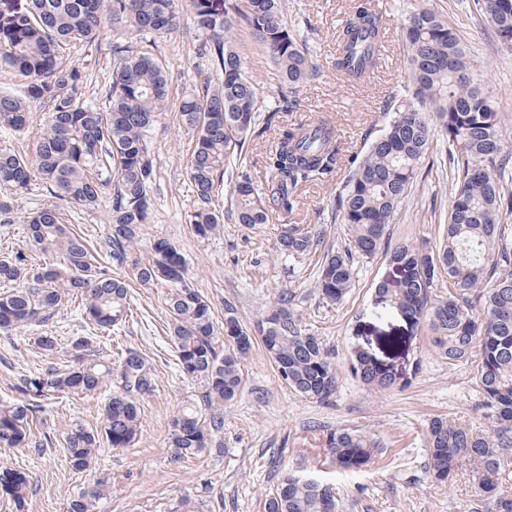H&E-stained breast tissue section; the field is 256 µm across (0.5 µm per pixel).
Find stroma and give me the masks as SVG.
<instances>
[{"instance_id":"stroma-1","label":"stroma","mask_w":512,"mask_h":512,"mask_svg":"<svg viewBox=\"0 0 512 512\" xmlns=\"http://www.w3.org/2000/svg\"><path fill=\"white\" fill-rule=\"evenodd\" d=\"M379 2L388 30L385 61L364 84L354 86L333 66L337 31L354 0H288V23L308 49L318 75L297 94L296 109L276 113L270 128L248 138L242 153L230 163L233 171L261 182L265 177L261 162L274 149L279 126L321 113L333 118L344 164L327 182L303 190V205L292 221L319 225L324 240L321 248L299 259L279 253L276 237L282 219L274 214L254 229L228 219L217 235L201 239L192 233L189 220L196 196L189 166L194 137L183 127L179 107L184 95L211 75L208 60L196 53L205 36L186 16L177 30L151 40L149 53L161 59L167 71L169 102L152 132L154 209L151 223L143 227L140 254H147L154 239H168L185 255L187 279L211 302L216 317H223L229 301L246 325L280 293L291 291L303 328L335 350L339 380L331 404L304 399L281 384L263 348L254 347L243 365L240 393L224 405L223 453L176 458L169 446V421L198 388L176 364L166 288L132 289L128 323L101 345L115 357L127 348L141 351L157 369L159 380L141 403L134 446L104 445L99 450L98 473L110 480L112 493L98 503L97 512H263L266 492L289 470L332 479L343 512H467L476 497L468 468L459 469L445 483L426 477L427 427L432 418L443 415L480 432L488 429L489 421L471 369L448 367L431 349L427 326L413 330L399 316L375 313L373 290L392 274L387 253L356 260L353 286L344 302L323 303L316 290L324 250L344 248L349 238L346 225L331 215L347 172L345 163L363 152L369 132L385 124L381 100L406 80L400 30L417 0ZM427 5L457 29L469 56L484 73L483 89L498 102L512 133V51L501 50L477 0H427ZM119 41L107 25L93 46L66 52L65 62L84 72L89 96L103 97L112 72V47ZM236 43L265 106H274L277 78L268 55L245 29L237 30ZM447 157V143L435 139L389 227L391 243L438 239L441 224L448 221ZM63 209L97 252L108 254V201H101L93 211L68 203ZM77 305V300H69L43 327L0 333V397L13 396L21 375L66 362L70 342L87 333ZM44 332L58 339L54 357L37 352L35 338ZM359 348L405 374L407 385L378 391L353 378L348 359ZM103 404L99 396L72 394L43 401L33 425V446L0 448V464L25 470L31 481L23 507L3 500L0 512H67L70 500L88 489L92 478L71 469L65 439L77 423L101 428ZM341 426L377 434L384 453L361 471L337 473L328 438Z\"/></svg>"}]
</instances>
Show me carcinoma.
Returning a JSON list of instances; mask_svg holds the SVG:
<instances>
[{
    "instance_id": "carcinoma-1",
    "label": "carcinoma",
    "mask_w": 512,
    "mask_h": 512,
    "mask_svg": "<svg viewBox=\"0 0 512 512\" xmlns=\"http://www.w3.org/2000/svg\"><path fill=\"white\" fill-rule=\"evenodd\" d=\"M499 45L512 50V6L489 12L490 0H477ZM193 24L206 34L199 54L208 58L212 79L180 104L182 124L195 133L190 180L197 196L191 214L193 234H215L224 215L213 207L234 153L259 125V89L244 71L232 31L250 32L276 71L281 109L296 108V94L316 68L288 25L285 0H190ZM179 0H0V70L23 79L20 93L0 92V129L25 135L31 114L45 112L32 155L0 147V223H15V203L37 176L55 198L85 210L112 195L109 256L127 275L105 273L88 240L65 223L56 204L27 213L26 236L39 262L23 253L0 259V332L45 323L68 297L82 300L92 329L111 334L126 323L132 283L170 288L171 338L181 373L200 388L170 423V446L179 457H193L218 445L224 429V403L243 382L242 365L260 341L281 383L305 399L327 404L339 379L334 350L305 332L290 293H281L253 327L242 325L235 305L224 303V322L209 301L187 282V260L164 238L145 257L136 256L143 225L153 213L152 131L168 105L163 63L133 43L115 44L105 99L87 96L82 70L62 60L66 46L91 45L106 21L121 35L164 36L180 25ZM386 23L372 0H358L338 31L334 67L348 82H364L384 50ZM407 79L387 94L388 115L360 157H353L332 212L350 230L342 251L324 252L316 288L322 300L337 304L353 284L354 261L373 258L389 240V224L412 183L434 137L448 142L451 193L448 223L439 242L399 243L390 252L391 277L374 291L373 308L394 312L413 325L424 323L430 344L448 365L470 363L491 428L476 433L446 417L428 425V478L447 482L469 467L478 499L469 512H512L504 486L512 481V191L507 189L509 155L501 111L483 92L480 69L467 57L448 20L419 5L403 28ZM340 160L337 129L325 115L279 129L277 145L266 156L265 189L250 176H236L230 213L253 228L268 214L284 219L300 205L301 190L336 172ZM321 231L309 224H283L280 253L302 258L319 246ZM441 287L438 294L434 288ZM35 345L45 357L58 353L57 338L42 335ZM73 363L30 372L18 379L19 396L0 399V448L31 443L40 402L59 393L95 394L110 387L98 432L77 424L66 436L67 459L77 472L96 469L101 442L128 448L141 421L140 400L157 385L156 368L136 350L118 363L100 354L93 338L70 345ZM348 370L377 389L399 378L380 361L358 351ZM336 469L353 472L373 462L382 440L355 427L330 434ZM30 475L0 466V496L21 506ZM103 477L71 499L68 512H94L109 493ZM264 512H340L333 483L313 474L286 472L267 495Z\"/></svg>"
}]
</instances>
